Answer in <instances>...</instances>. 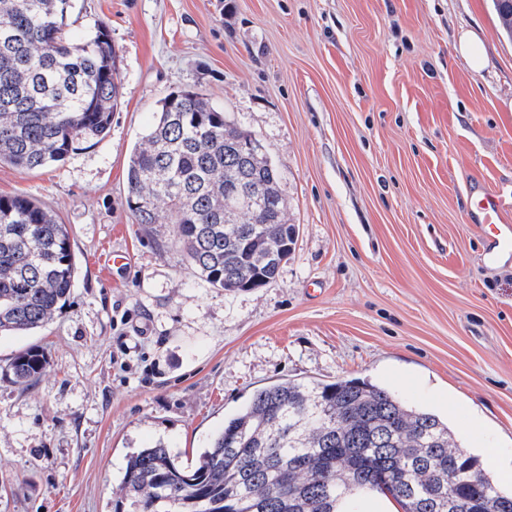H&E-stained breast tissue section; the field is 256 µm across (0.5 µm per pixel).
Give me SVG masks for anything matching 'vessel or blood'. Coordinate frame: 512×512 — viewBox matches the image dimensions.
Returning a JSON list of instances; mask_svg holds the SVG:
<instances>
[{
    "label": "vessel or blood",
    "mask_w": 512,
    "mask_h": 512,
    "mask_svg": "<svg viewBox=\"0 0 512 512\" xmlns=\"http://www.w3.org/2000/svg\"><path fill=\"white\" fill-rule=\"evenodd\" d=\"M471 216L488 229V244L484 259L496 265L512 258V222L505 220L498 194L474 187L470 190Z\"/></svg>",
    "instance_id": "b4317fda"
}]
</instances>
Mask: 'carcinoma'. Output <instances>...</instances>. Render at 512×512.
Listing matches in <instances>:
<instances>
[{"label": "carcinoma", "instance_id": "carcinoma-1", "mask_svg": "<svg viewBox=\"0 0 512 512\" xmlns=\"http://www.w3.org/2000/svg\"><path fill=\"white\" fill-rule=\"evenodd\" d=\"M72 9L73 0H0V164L44 168L110 131L116 52L103 24L88 38L66 36ZM252 138L201 93L181 90L162 100L127 163L134 223L167 214L198 275L229 293L274 282L294 244L278 172L245 147ZM248 191L256 208L226 216L224 202ZM75 270L68 225L34 198L0 196V334L52 320ZM46 366L31 346L10 361L9 379L28 386ZM441 481L450 495L426 498ZM356 491L401 512H512V491L460 448L447 421L359 378L258 388L193 466L161 440L140 449L115 512H345Z\"/></svg>", "mask_w": 512, "mask_h": 512}]
</instances>
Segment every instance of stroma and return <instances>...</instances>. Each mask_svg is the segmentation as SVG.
Returning <instances> with one entry per match:
<instances>
[{
  "instance_id": "35a3bbf8",
  "label": "stroma",
  "mask_w": 512,
  "mask_h": 512,
  "mask_svg": "<svg viewBox=\"0 0 512 512\" xmlns=\"http://www.w3.org/2000/svg\"><path fill=\"white\" fill-rule=\"evenodd\" d=\"M105 23L121 104L97 145L0 195L69 225L72 294L0 335V512H114L127 455L195 461L282 379L357 377L447 418L463 450L512 461V265L485 268L474 179L512 204V35L493 0H75ZM481 39L474 72L457 52ZM195 88L262 143L293 250L275 282L224 293L168 222L133 223L129 154L160 100ZM41 346L46 372L6 380ZM47 359L38 346H31L16 355L8 365L11 383L28 386L45 371Z\"/></svg>"
}]
</instances>
